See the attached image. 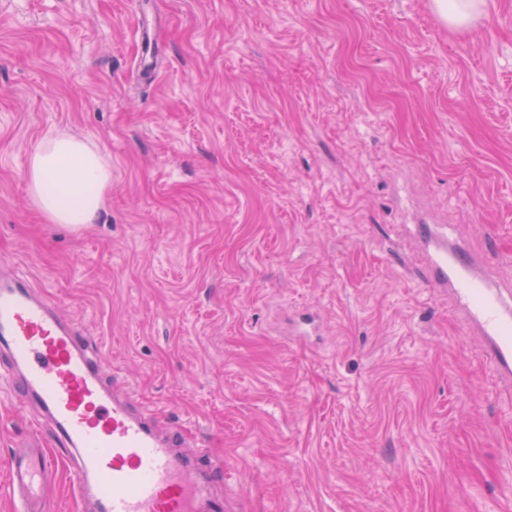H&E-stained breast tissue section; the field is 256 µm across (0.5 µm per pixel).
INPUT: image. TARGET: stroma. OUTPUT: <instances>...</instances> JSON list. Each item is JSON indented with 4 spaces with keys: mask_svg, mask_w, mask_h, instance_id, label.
<instances>
[{
    "mask_svg": "<svg viewBox=\"0 0 512 512\" xmlns=\"http://www.w3.org/2000/svg\"><path fill=\"white\" fill-rule=\"evenodd\" d=\"M57 134L110 167L95 223L32 199ZM425 226L512 282V0H0V271L223 459L224 512H512V389ZM34 433L0 388V459ZM480 2L479 0H433V6L445 23L455 28H462L478 14Z\"/></svg>",
    "mask_w": 512,
    "mask_h": 512,
    "instance_id": "35a3bbf8",
    "label": "stroma"
}]
</instances>
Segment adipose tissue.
Returning <instances> with one entry per match:
<instances>
[{"label": "adipose tissue", "instance_id": "1", "mask_svg": "<svg viewBox=\"0 0 512 512\" xmlns=\"http://www.w3.org/2000/svg\"><path fill=\"white\" fill-rule=\"evenodd\" d=\"M29 181L35 205L53 224L93 223L111 185L104 159L85 142L51 136L30 157Z\"/></svg>", "mask_w": 512, "mask_h": 512}]
</instances>
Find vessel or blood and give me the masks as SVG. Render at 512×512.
I'll return each mask as SVG.
<instances>
[{
	"instance_id": "vessel-or-blood-1",
	"label": "vessel or blood",
	"mask_w": 512,
	"mask_h": 512,
	"mask_svg": "<svg viewBox=\"0 0 512 512\" xmlns=\"http://www.w3.org/2000/svg\"><path fill=\"white\" fill-rule=\"evenodd\" d=\"M425 240L432 247L428 283L452 291L459 319L483 337L486 361L511 387L512 298L477 276L481 258L431 230ZM0 350L10 360L0 383L50 418L73 459L75 494L92 499L93 512H224L209 479L223 473V463L198 448L182 452L181 436L160 438L150 415L116 398L96 347L15 273H0ZM0 466L17 512H46L60 475L57 454L21 448Z\"/></svg>"
}]
</instances>
